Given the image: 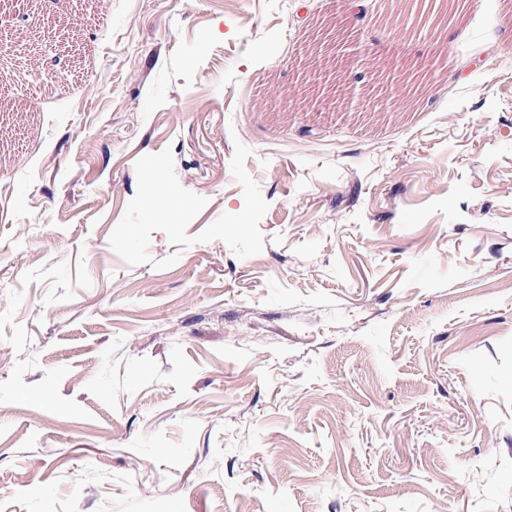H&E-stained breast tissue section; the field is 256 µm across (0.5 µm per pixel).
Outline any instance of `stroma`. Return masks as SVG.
Instances as JSON below:
<instances>
[{"instance_id":"1","label":"stroma","mask_w":512,"mask_h":512,"mask_svg":"<svg viewBox=\"0 0 512 512\" xmlns=\"http://www.w3.org/2000/svg\"><path fill=\"white\" fill-rule=\"evenodd\" d=\"M411 6L0 0V512H512V0ZM344 1L336 0V16L332 18L329 17L327 20H324L319 27L317 35L313 39V43L311 44V48L316 55L325 56L328 55L332 49L335 47V43L337 46L338 39L343 37L344 35V27L345 23L343 22L341 17H346L344 6L341 5ZM336 27V36L335 33L332 32Z\"/></svg>"}]
</instances>
